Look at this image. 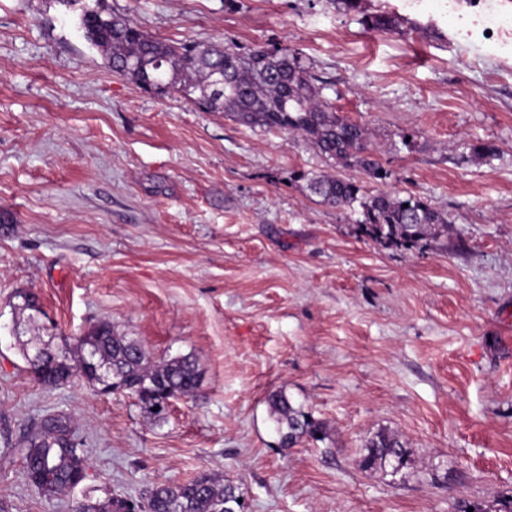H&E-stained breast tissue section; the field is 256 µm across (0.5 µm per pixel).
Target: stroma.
<instances>
[{
  "mask_svg": "<svg viewBox=\"0 0 512 512\" xmlns=\"http://www.w3.org/2000/svg\"><path fill=\"white\" fill-rule=\"evenodd\" d=\"M165 42L301 52L390 173L370 192L428 201L451 239L358 237L311 193L334 166L300 137L242 126L115 74L56 0H0V505L71 512L209 473L246 512H454L512 496V50L480 16L512 0H107ZM393 15L387 31L370 13ZM495 144L474 156L470 144ZM39 310H20V293ZM98 324L157 361L192 356L197 395L165 422L82 377L48 389L24 344ZM328 431L280 446L269 392ZM70 414L84 485L49 499L10 451ZM400 434L413 465L362 470Z\"/></svg>",
  "mask_w": 512,
  "mask_h": 512,
  "instance_id": "stroma-1",
  "label": "stroma"
}]
</instances>
